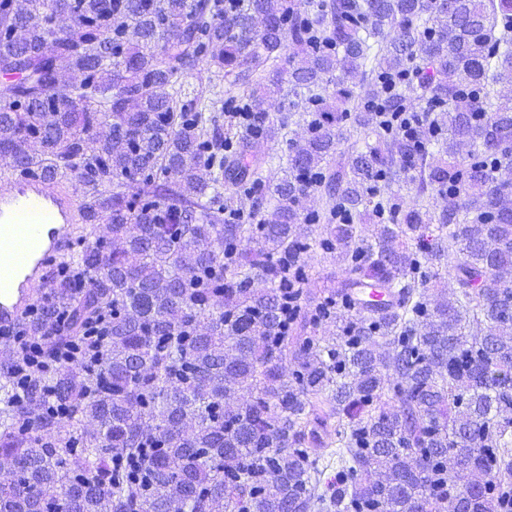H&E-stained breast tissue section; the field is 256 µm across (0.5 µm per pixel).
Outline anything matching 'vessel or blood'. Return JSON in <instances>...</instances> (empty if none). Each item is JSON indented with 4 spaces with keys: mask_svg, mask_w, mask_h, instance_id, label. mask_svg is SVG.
<instances>
[{
    "mask_svg": "<svg viewBox=\"0 0 512 512\" xmlns=\"http://www.w3.org/2000/svg\"><path fill=\"white\" fill-rule=\"evenodd\" d=\"M0 192V330L32 306L50 266L70 254L83 212L73 194L40 175L8 176Z\"/></svg>",
    "mask_w": 512,
    "mask_h": 512,
    "instance_id": "obj_1",
    "label": "vessel or blood"
}]
</instances>
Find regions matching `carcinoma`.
<instances>
[{
  "instance_id": "carcinoma-1",
  "label": "carcinoma",
  "mask_w": 512,
  "mask_h": 512,
  "mask_svg": "<svg viewBox=\"0 0 512 512\" xmlns=\"http://www.w3.org/2000/svg\"><path fill=\"white\" fill-rule=\"evenodd\" d=\"M0 71V167L85 215L0 356V512H500L512 0H0ZM312 262L316 265L319 279L311 284V297H322L340 290L343 277L338 265L330 257L323 258L322 255H318L317 260Z\"/></svg>"
}]
</instances>
